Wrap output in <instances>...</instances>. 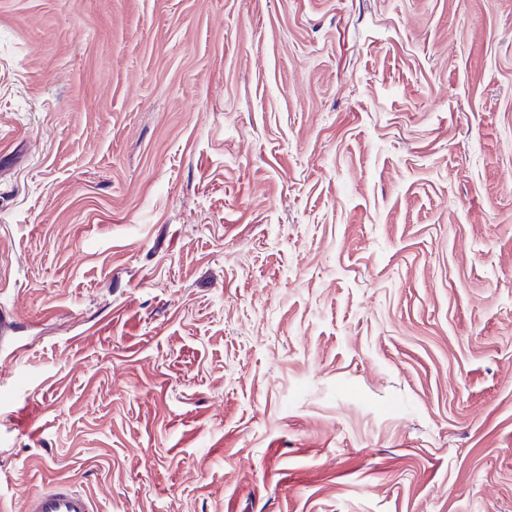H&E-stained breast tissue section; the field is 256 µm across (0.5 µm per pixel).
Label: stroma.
I'll return each mask as SVG.
<instances>
[{
    "label": "stroma",
    "mask_w": 512,
    "mask_h": 512,
    "mask_svg": "<svg viewBox=\"0 0 512 512\" xmlns=\"http://www.w3.org/2000/svg\"><path fill=\"white\" fill-rule=\"evenodd\" d=\"M60 479L512 512V0H0V502Z\"/></svg>",
    "instance_id": "obj_1"
}]
</instances>
